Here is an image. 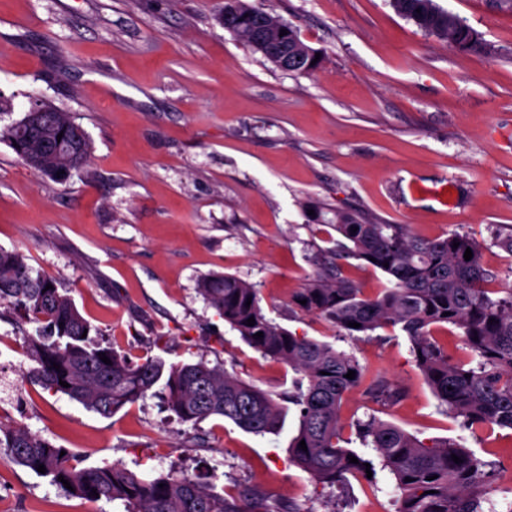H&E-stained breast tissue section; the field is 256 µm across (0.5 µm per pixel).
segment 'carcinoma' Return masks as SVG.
<instances>
[{"mask_svg":"<svg viewBox=\"0 0 512 512\" xmlns=\"http://www.w3.org/2000/svg\"><path fill=\"white\" fill-rule=\"evenodd\" d=\"M392 7L420 30L461 50L487 56L493 48L461 17L452 22L436 0H392ZM229 23L232 32L268 62L270 47L302 48L296 73L316 71V50L304 44L297 29L253 5L240 10ZM265 32L259 45L252 30ZM285 30L287 34L280 35ZM48 109L39 122L25 116L0 133L28 167L54 180L86 167L92 153L89 136L65 112ZM303 210L310 224L333 227L342 240L330 260L301 289L296 300L305 312L318 314L348 336L379 328L398 327L411 344L419 370L441 404L472 430H512V289L489 288L480 260V246L465 234L424 238L403 224H379L355 210L332 208L309 200ZM459 243L453 247V243ZM472 258L464 259L466 249ZM355 259L382 272L390 287L375 296L362 294L342 272ZM53 288H47V285ZM199 291L210 307L241 339L264 356L277 359L303 376L288 402L297 407L298 428L289 448L293 461L318 484L333 487L346 475L365 471L372 463L344 441L341 406L346 395L362 391L376 401L391 402L399 392L369 374L352 355L330 344L298 336L269 319L255 285L230 274H211ZM506 292L501 297L499 293ZM13 311L16 321L37 323L41 330L25 340L32 366L29 378L55 394L62 393L99 415L110 418L128 404L145 398L163 383L168 406L183 422L219 417L254 434H276L283 407L272 394L205 362L170 366L154 358L129 360L110 346H102L98 329L83 316L74 299L54 281L35 272L24 254L0 248V305ZM255 324L247 325L249 318ZM356 322L353 328L348 323ZM451 325L477 359L469 367L455 361L433 337V330ZM263 333V338L255 334ZM106 356V364L101 357ZM60 368H53V364ZM355 377L346 378L348 371ZM65 381L63 387L59 381ZM363 445L371 446L381 468L392 475L399 492L397 512H494L484 510L488 499L485 463L454 441L426 444L401 427L371 416L356 421ZM305 442L307 450L299 448ZM0 448L10 461L45 476L59 487L64 477L72 495L93 502L120 501L125 512H305L268 505L256 493L244 491L231 498L214 491L199 476L171 472L139 476L120 463L81 467L75 455L62 452L50 440L23 426L0 425ZM358 459L352 463L348 456ZM461 462L456 463L452 456ZM164 487H159V484Z\"/></svg>","mask_w":512,"mask_h":512,"instance_id":"carcinoma-1","label":"carcinoma"}]
</instances>
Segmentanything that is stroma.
Returning a JSON list of instances; mask_svg holds the SVG:
<instances>
[{"label":"stroma","mask_w":512,"mask_h":512,"mask_svg":"<svg viewBox=\"0 0 512 512\" xmlns=\"http://www.w3.org/2000/svg\"><path fill=\"white\" fill-rule=\"evenodd\" d=\"M323 56L276 69L218 21L224 0H0V131L33 101L69 113L92 141L87 172L57 182L0 141V247L26 254L73 296L104 344L132 361L222 365L281 398L296 373L251 348L198 291L211 273L259 289L267 315L331 343L402 391L379 404L350 393L354 421L376 416L424 441L449 439L487 462L496 512L512 505L500 472L512 431H472L446 413L398 330L349 337L293 302L336 233L302 204L355 208L426 237L465 234L497 286L512 284V12L496 0H437L494 52L476 56L422 32L390 0H249ZM454 189L447 204L441 186ZM37 325L0 318V423L22 424L83 465L204 474L216 492L256 490L304 512H396L387 471L324 487L290 459L287 405L277 434L207 419L184 423L162 386L104 418L25 377ZM121 512L64 493L0 448V512Z\"/></svg>","instance_id":"35a3bbf8"}]
</instances>
